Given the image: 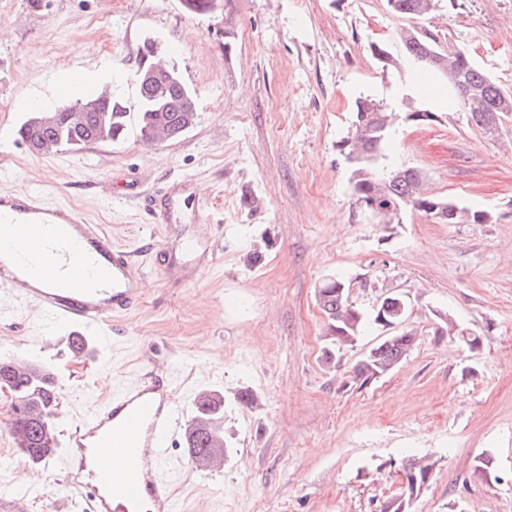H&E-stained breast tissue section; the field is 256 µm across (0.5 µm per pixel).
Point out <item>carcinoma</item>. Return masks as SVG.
Masks as SVG:
<instances>
[{"instance_id": "obj_1", "label": "carcinoma", "mask_w": 512, "mask_h": 512, "mask_svg": "<svg viewBox=\"0 0 512 512\" xmlns=\"http://www.w3.org/2000/svg\"><path fill=\"white\" fill-rule=\"evenodd\" d=\"M390 10L396 14L424 16L434 10L436 0H387ZM399 40L406 56H421L417 63L422 71L443 74L441 64L453 60L460 71V79L474 95L464 101L454 95L456 103L470 117L478 128L489 132L491 118L502 117L500 105L507 96L502 88L477 67L462 48L444 51L439 48L436 38L415 31H401ZM171 80L165 79L143 87L138 107L140 132L155 138L163 132L180 137L191 128L198 118L194 90L183 80L175 68H170ZM127 110L121 97L110 90L95 98H79L64 107L58 120L46 125L41 118L34 116L26 128L29 148L33 149L40 140L54 141L61 147H80L96 137L115 141L121 136L126 125ZM399 113L374 99L360 98L356 101L355 119L351 132L341 141L343 152L350 169V182L356 203L374 199L379 204L392 203L394 212L377 214L381 225L399 223L400 214L406 210H416L429 215L426 205L434 196L423 189L424 175L413 167H395L388 162L386 147L396 131ZM490 215L484 211L471 212L465 208L445 219L448 224L462 220L474 223L485 222ZM367 287L361 281L333 278L324 282L317 291V301L328 322V336L336 347L353 345L365 335L371 320L378 319L380 310L392 317L399 308L398 293H386L373 316H368L351 301L354 287ZM417 330L407 328L395 339L387 338L374 345L355 367L357 377L367 381L386 374L399 364L414 348ZM16 360H0V385L8 387L14 396L11 403V423L20 430L16 443L22 456L31 462L42 460L55 445V434L51 422L41 418L39 411L57 403L59 393L49 370L34 362H26L27 371L17 372ZM224 419V398L203 393L199 396L193 415L184 435L192 461L204 457L221 448H226L224 438L213 433V423ZM434 463L429 460H410L403 467L401 493L386 508V512H409L411 503L420 493L425 483V475L432 472Z\"/></svg>"}]
</instances>
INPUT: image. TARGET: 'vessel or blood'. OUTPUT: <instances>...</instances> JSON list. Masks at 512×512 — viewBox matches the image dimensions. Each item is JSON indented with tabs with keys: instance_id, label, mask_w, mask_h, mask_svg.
Segmentation results:
<instances>
[{
	"instance_id": "vessel-or-blood-1",
	"label": "vessel or blood",
	"mask_w": 512,
	"mask_h": 512,
	"mask_svg": "<svg viewBox=\"0 0 512 512\" xmlns=\"http://www.w3.org/2000/svg\"><path fill=\"white\" fill-rule=\"evenodd\" d=\"M184 183L172 182L146 198L155 223L176 214ZM198 235L184 242L188 263H215L213 219L198 202ZM0 224L18 235L0 240V288L20 292L49 318L68 325L76 351L106 319L134 309L145 272L139 253L113 244L75 209L45 202L40 193L0 195ZM42 245L31 255L29 241ZM188 425L163 375L149 371L81 416L67 434V480L89 512H177L167 475L171 449Z\"/></svg>"
}]
</instances>
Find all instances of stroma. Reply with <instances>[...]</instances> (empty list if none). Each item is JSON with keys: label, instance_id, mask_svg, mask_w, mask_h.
<instances>
[{"label": "stroma", "instance_id": "obj_1", "mask_svg": "<svg viewBox=\"0 0 512 512\" xmlns=\"http://www.w3.org/2000/svg\"><path fill=\"white\" fill-rule=\"evenodd\" d=\"M405 29L465 49L512 95V0H439L416 18L386 0H218L205 15L181 0H0V102L62 106L109 83L127 94L148 39L176 48L173 64L195 91L196 124L162 145L142 144L134 123L118 141L55 156L0 148V192L39 190L115 244L154 239L169 262L197 230L194 198L214 204L217 263L191 279L147 271L142 305L119 316L122 335L88 363L71 354L68 328L0 293V358L53 370L59 431L149 363L167 367L186 405L223 395L224 471L197 469L176 443L178 512H383L418 457L435 467L411 512H512V112L486 134L448 107V83L433 75L423 105L437 120L400 118L388 148L394 165L425 174L432 195L490 213L482 224L408 210L380 226L356 204L338 149L357 98L392 105L405 93L403 66L370 50L400 58ZM81 41L96 53L80 54ZM164 179L195 184L173 224L152 223L140 203ZM249 197L260 206H245ZM358 276L369 282L352 295L358 308L406 292L422 329L395 369L365 384L353 369L381 330L325 362L316 299L326 280ZM6 424L0 416V512L21 488L28 512L61 498L65 512H87L63 462L18 467Z\"/></svg>", "mask_w": 512, "mask_h": 512}]
</instances>
